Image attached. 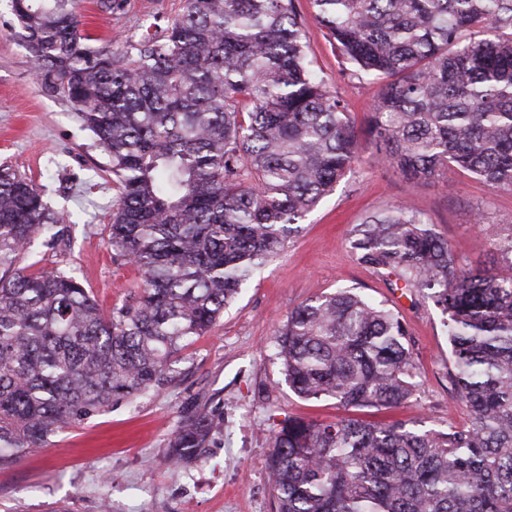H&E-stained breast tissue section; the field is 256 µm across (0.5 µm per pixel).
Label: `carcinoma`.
<instances>
[{
  "mask_svg": "<svg viewBox=\"0 0 512 512\" xmlns=\"http://www.w3.org/2000/svg\"><path fill=\"white\" fill-rule=\"evenodd\" d=\"M311 4L345 70L382 83L360 134L312 66L295 0H184L161 32L96 49L79 0H10L45 88L108 158V243L142 289L106 314L73 272L19 265L62 216L0 166V466L161 388L364 146L409 183L455 167L512 191V0ZM351 235L359 264L441 310L469 422L290 416L268 431L278 512H512V226L491 228L493 265L467 272L405 205ZM408 336L398 313L341 289L289 312L273 346L299 396L390 409L417 388ZM212 432L206 408L181 418L169 462Z\"/></svg>",
  "mask_w": 512,
  "mask_h": 512,
  "instance_id": "1",
  "label": "carcinoma"
}]
</instances>
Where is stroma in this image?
<instances>
[{"label": "stroma", "mask_w": 512, "mask_h": 512, "mask_svg": "<svg viewBox=\"0 0 512 512\" xmlns=\"http://www.w3.org/2000/svg\"><path fill=\"white\" fill-rule=\"evenodd\" d=\"M184 0H124L112 15L83 14L92 47L137 42L163 30ZM309 56L331 90L345 101L356 129H364L379 82L344 71L341 58L314 18L310 0H295ZM27 177L56 211L76 213L63 240L38 235L25 263L76 273L103 310L136 294L141 277L115 255L107 226L118 194L108 159L74 106L47 93L19 26L0 0V164ZM404 204L434 225L464 269L489 267L494 248L487 230L512 226V192L494 189L457 169L411 184L394 169L363 158L335 192L300 222L285 248L258 273L208 333L178 353L157 392L115 403L111 410L51 436L44 449L0 467V512H277L268 477L271 421L300 416L333 422L345 411L335 399L306 400L284 380L270 339L299 304L339 288L386 303L404 318L416 362L417 392L392 410L362 408L367 421H424L447 428L468 420L448 389V334L440 309L425 293L389 287L360 265L350 232L369 214ZM484 213L485 224L475 221ZM214 413L212 441L201 462L173 467L169 438L197 406Z\"/></svg>", "instance_id": "obj_1"}]
</instances>
